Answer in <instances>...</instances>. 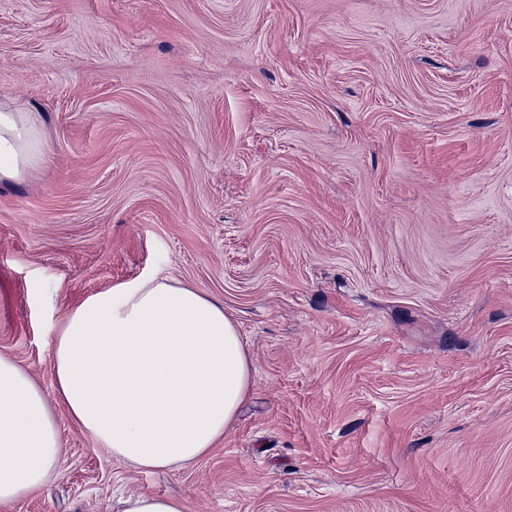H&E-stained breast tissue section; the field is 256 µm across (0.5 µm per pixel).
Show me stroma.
I'll return each mask as SVG.
<instances>
[{"label": "stroma", "instance_id": "35a3bbf8", "mask_svg": "<svg viewBox=\"0 0 512 512\" xmlns=\"http://www.w3.org/2000/svg\"><path fill=\"white\" fill-rule=\"evenodd\" d=\"M0 354L59 475L0 512H512V0H0ZM237 322L251 393L184 470L56 402L69 310L136 279ZM44 140L24 106L0 104V181L19 180L40 165ZM123 503V512H182L179 502L154 495H130Z\"/></svg>", "mask_w": 512, "mask_h": 512}]
</instances>
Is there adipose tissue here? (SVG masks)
Listing matches in <instances>:
<instances>
[{"label":"adipose tissue","instance_id":"ef3b65f1","mask_svg":"<svg viewBox=\"0 0 512 512\" xmlns=\"http://www.w3.org/2000/svg\"><path fill=\"white\" fill-rule=\"evenodd\" d=\"M30 112L0 104V181L40 165ZM59 402L96 445L141 470L188 466L223 436L251 386L238 325L198 290L140 279L88 296L57 330ZM55 416L26 370L0 355V505L55 473Z\"/></svg>","mask_w":512,"mask_h":512}]
</instances>
